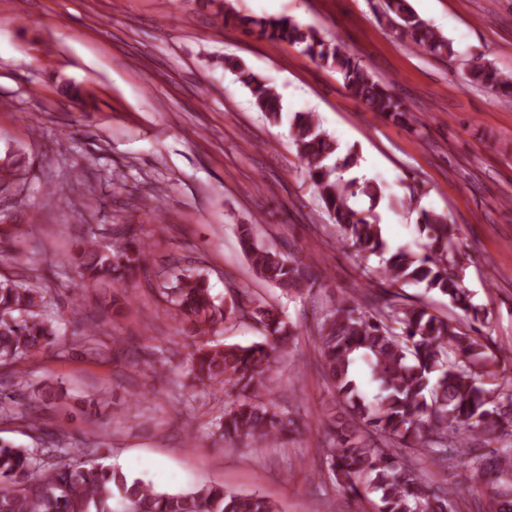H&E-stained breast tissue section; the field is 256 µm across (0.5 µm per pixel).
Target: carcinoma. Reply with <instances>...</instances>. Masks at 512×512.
Returning a JSON list of instances; mask_svg holds the SVG:
<instances>
[{
  "mask_svg": "<svg viewBox=\"0 0 512 512\" xmlns=\"http://www.w3.org/2000/svg\"><path fill=\"white\" fill-rule=\"evenodd\" d=\"M207 6L217 23L301 47L313 62L335 70L349 95L369 111L405 127L419 123L391 85L377 79L340 41L325 40L286 17L242 14L231 0H208ZM375 10L417 50L433 55L452 51V42L421 19L409 0H377ZM224 69L250 91L266 122H282L281 97L267 79L238 61H224ZM466 80L512 96V69L481 58L472 61ZM290 138L336 241L359 259L361 276L371 286L364 298H340L318 326L320 365L338 396L323 420L325 476L352 497L377 494L378 512H459L455 491L441 477L451 463L484 484L495 483L478 512H512V441L485 455L473 444L479 437L512 438V375L498 372V356L482 330L488 315L462 286L465 251L457 226L445 213L422 209L416 224L424 238L421 250L400 248L384 257L388 245L377 217L351 206L359 194L374 205L384 196V186L376 181L344 177L359 165L357 150L342 148L313 112L294 114ZM239 242L254 274L284 294L302 295L315 285L312 267L259 242L255 225H241ZM149 249L132 224L119 250L100 245L90 226L71 255L77 278L71 287L110 285L114 315L125 314L131 308L127 289L148 272ZM373 256L380 257L379 265L369 264ZM406 285H421L447 298L462 315L454 320L433 314L428 304L399 293ZM47 292L21 272L0 279L1 366L61 344L59 327L40 314ZM159 293L169 304L167 311L192 325L201 339L218 334L225 319L237 316L264 331L262 342L242 346L211 339L190 353L187 378L193 388H222L226 396L236 397L216 425L218 440L257 445L304 432V424L278 404L271 386L278 357L295 348L294 324L245 291L228 304L216 302L199 273L164 281ZM70 312L72 325L80 328L73 342L97 343L99 320L77 299ZM358 358L379 384L371 399L352 372ZM15 386L32 402L21 420L46 446L0 441V512H113L115 487L124 494L123 512H281L276 501L260 493L231 492L220 485L160 491L97 459L76 458L66 436L44 429L33 410L62 399L61 390L44 385L30 390L19 381ZM424 458L435 468L431 476L420 466Z\"/></svg>",
  "mask_w": 512,
  "mask_h": 512,
  "instance_id": "obj_1",
  "label": "carcinoma"
}]
</instances>
